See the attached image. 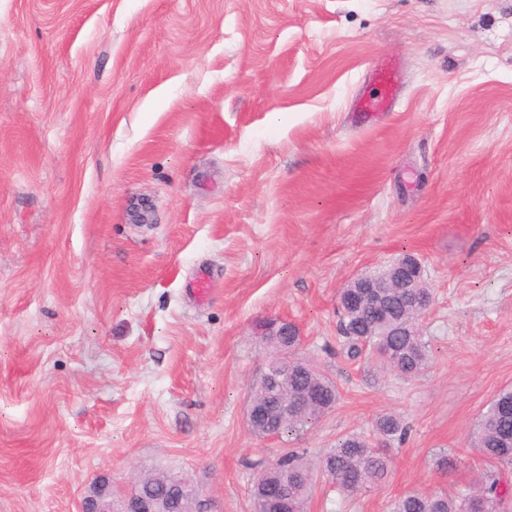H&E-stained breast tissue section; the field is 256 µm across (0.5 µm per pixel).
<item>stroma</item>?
<instances>
[{"label": "stroma", "mask_w": 512, "mask_h": 512, "mask_svg": "<svg viewBox=\"0 0 512 512\" xmlns=\"http://www.w3.org/2000/svg\"><path fill=\"white\" fill-rule=\"evenodd\" d=\"M385 61L390 106L355 110ZM407 253L432 293L415 378L337 339L341 289ZM271 317L339 399L270 442L245 410ZM509 385L512 0H0V512L155 469L252 512L260 460L395 413L385 481L318 477L308 507L388 512L512 480L467 446Z\"/></svg>", "instance_id": "1"}]
</instances>
